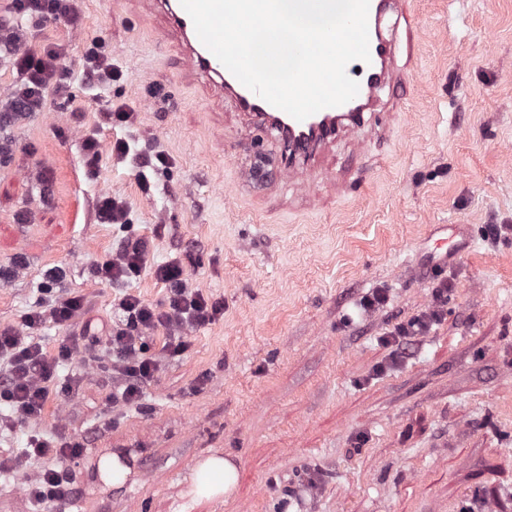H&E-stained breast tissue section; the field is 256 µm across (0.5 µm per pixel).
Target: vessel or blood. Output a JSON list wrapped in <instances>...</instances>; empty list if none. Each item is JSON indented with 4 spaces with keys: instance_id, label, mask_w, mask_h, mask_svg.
I'll use <instances>...</instances> for the list:
<instances>
[{
    "instance_id": "1",
    "label": "vessel or blood",
    "mask_w": 512,
    "mask_h": 512,
    "mask_svg": "<svg viewBox=\"0 0 512 512\" xmlns=\"http://www.w3.org/2000/svg\"><path fill=\"white\" fill-rule=\"evenodd\" d=\"M150 14L161 16L162 40L184 61V80L202 98L219 96L235 109L243 131L272 134L289 179L306 182L327 172L325 158L336 140L357 135L370 140L390 132L396 103L390 91L403 84L406 61L415 57V17L412 0H370L368 13L370 59L347 67L359 84L357 96L296 120L246 88L202 44L180 0H145Z\"/></svg>"
}]
</instances>
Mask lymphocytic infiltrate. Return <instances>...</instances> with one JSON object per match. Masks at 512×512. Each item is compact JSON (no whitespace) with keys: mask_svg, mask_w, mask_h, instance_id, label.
<instances>
[{"mask_svg":"<svg viewBox=\"0 0 512 512\" xmlns=\"http://www.w3.org/2000/svg\"><path fill=\"white\" fill-rule=\"evenodd\" d=\"M10 16L0 20V61L7 63L16 75L13 95L0 105V123L12 116L41 112L49 99L71 97L68 74L62 66L65 55L62 44L45 39L33 42L31 29H44L49 21L78 26L82 17L81 0H10ZM149 250L144 239H130L112 257L94 268L102 281L117 282L148 265ZM189 253H177L169 260L152 266L156 280L168 290L163 305H155L135 295H125L117 305L119 319L111 332L103 336H74L59 346V354L107 372L112 380L113 406H127L140 401L159 369V360L147 353L148 340L157 329L168 338L162 347L164 355L182 356L188 349L186 330L213 322L224 313L223 301L205 296L188 282ZM432 304L414 320L398 325L389 335L392 342L408 336L425 334L440 320L448 296L446 282H438L431 291ZM85 315L82 295L55 297L49 308H33L24 319L23 330H0V360L8 367L0 373V400L10 407L19 420L36 419L50 398L46 386L54 362L36 341L35 334L46 321L70 327ZM80 443L63 435L33 434L27 440L22 456L0 459V472H13L31 458H63L81 454ZM76 489L70 473L55 466L40 471L30 483V496L35 507L74 495Z\"/></svg>","mask_w":512,"mask_h":512,"instance_id":"lymphocytic-infiltrate-1","label":"lymphocytic infiltrate"}]
</instances>
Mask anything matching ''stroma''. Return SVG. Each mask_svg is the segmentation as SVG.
<instances>
[{
    "label": "stroma",
    "mask_w": 512,
    "mask_h": 512,
    "mask_svg": "<svg viewBox=\"0 0 512 512\" xmlns=\"http://www.w3.org/2000/svg\"><path fill=\"white\" fill-rule=\"evenodd\" d=\"M417 54L394 89L401 122L382 140L337 142L332 172H358L351 193L280 182L281 158L262 134L237 138L230 116L179 81L183 61L129 0H83L80 28L51 25L68 48L72 102L14 120L0 137V329L21 327L49 296L84 295L95 325L111 326L124 294L163 303L153 265L189 251V283L223 298L224 315L188 334L138 404L112 407L110 381L59 363L42 416L0 433V455L31 433L81 441L64 459L75 496L44 512H512V0H413ZM120 69L109 87L82 80L88 43ZM138 114L135 129L99 127L108 104ZM95 129L100 170L82 163ZM157 148L170 167L135 169L109 148ZM122 200L124 224H101L100 195ZM458 246L432 258L438 239ZM148 264L118 283L93 267L129 239ZM61 268L46 283L44 273ZM448 279L441 322L407 340L383 337L427 310ZM387 303L366 313L363 297ZM81 381L78 394L59 389ZM122 455L130 473L103 483L97 462ZM237 466L230 493L195 499L196 464ZM40 459L0 477V512H31ZM315 488H308V481Z\"/></svg>",
    "instance_id": "1"
}]
</instances>
